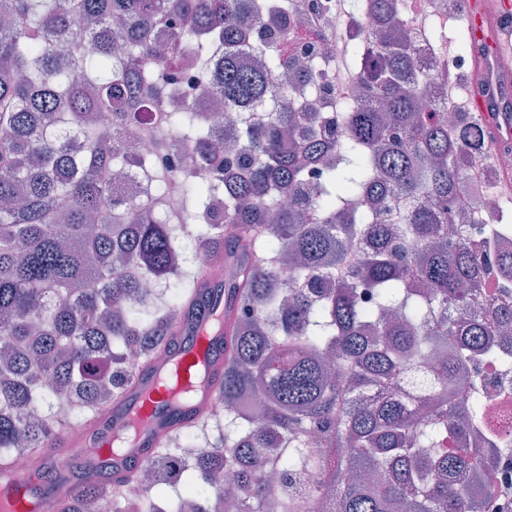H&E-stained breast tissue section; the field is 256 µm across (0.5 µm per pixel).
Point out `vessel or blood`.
Instances as JSON below:
<instances>
[{
    "mask_svg": "<svg viewBox=\"0 0 512 512\" xmlns=\"http://www.w3.org/2000/svg\"><path fill=\"white\" fill-rule=\"evenodd\" d=\"M511 16L512 0H468L474 69L495 78L494 91H472L473 106L486 116L512 106V37L500 36L502 21ZM223 333L220 316L201 304L167 358L150 365L94 433L73 435L70 451L96 459L118 482L151 460L165 436L194 426L216 402L224 373ZM40 481L36 471L1 475L0 512H61L59 496L37 494Z\"/></svg>",
    "mask_w": 512,
    "mask_h": 512,
    "instance_id": "b4317fda",
    "label": "vessel or blood"
}]
</instances>
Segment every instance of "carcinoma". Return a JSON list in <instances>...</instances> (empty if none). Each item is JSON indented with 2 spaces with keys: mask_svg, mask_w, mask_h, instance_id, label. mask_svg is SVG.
I'll return each mask as SVG.
<instances>
[{
  "mask_svg": "<svg viewBox=\"0 0 512 512\" xmlns=\"http://www.w3.org/2000/svg\"><path fill=\"white\" fill-rule=\"evenodd\" d=\"M373 9L377 44L345 46L360 96L322 120L275 80L288 34L262 43L259 69L240 65L257 0H0V462L31 461L61 422L106 410L166 351L190 298L224 291L223 439L176 433L122 484L89 470L63 512H213L226 470L234 512H317L331 490L342 512H485L491 434L470 364L512 372L499 322L512 296L483 299L495 262L455 209L484 128L450 133L424 111L403 77L398 0ZM220 71L224 104L269 111L247 113L223 148L203 113H156L142 136L203 167L154 171L149 196L124 205L113 171L143 163L126 139L140 92L160 75L210 88ZM172 194L193 224L181 237L156 220ZM410 199L424 204L403 224L371 218ZM199 250L224 253L223 274L192 261ZM257 394L251 417L241 404ZM269 470L319 480L293 495Z\"/></svg>",
  "mask_w": 512,
  "mask_h": 512,
  "instance_id": "cac0c4a2",
  "label": "carcinoma"
}]
</instances>
